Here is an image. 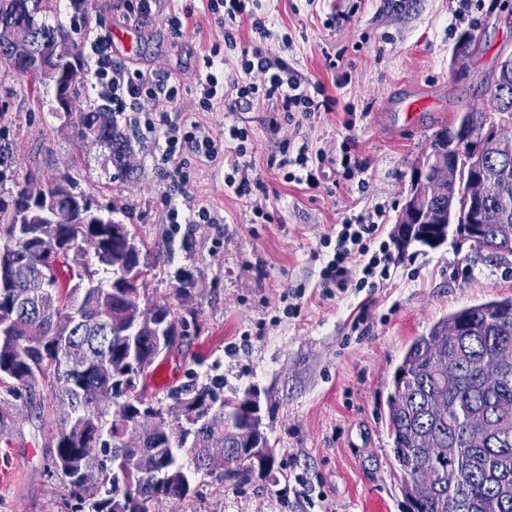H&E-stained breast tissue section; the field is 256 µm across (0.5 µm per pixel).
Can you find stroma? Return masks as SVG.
Masks as SVG:
<instances>
[{"instance_id":"obj_1","label":"stroma","mask_w":512,"mask_h":512,"mask_svg":"<svg viewBox=\"0 0 512 512\" xmlns=\"http://www.w3.org/2000/svg\"><path fill=\"white\" fill-rule=\"evenodd\" d=\"M267 21L262 45L287 59L335 99L332 111L300 129L273 127L271 108L201 110L195 76L212 45L226 57V78L237 74V51L202 0H160L158 15L140 19L137 0H96L88 17L58 0L47 21L92 36L113 38L126 28L140 39L130 70L167 71L183 94L169 122L199 120L213 133L238 125L251 134L245 157L262 187L236 196L224 186L235 160L160 164L151 135L132 134L129 167L107 148L77 145L73 128L52 110V98L28 100L0 64V199L10 200L27 171L43 178L72 174L77 192L94 209L130 225L144 244L143 288L171 303L187 335L161 358L169 382L148 376L147 394L166 398L168 386L219 375L225 395L256 390L270 443L274 478L254 473L250 483L224 487L197 477L183 501L164 500L156 512H401V473L394 466L383 408L392 376L418 335L460 308L512 297V257L476 252L449 237L441 247L395 251L389 283L376 291L332 290L323 296L320 238L344 216L382 207V236L391 239L395 216L410 189L416 161L433 136L460 112H487L488 85L501 55L512 54V0H254ZM189 16L182 32L165 22L169 11ZM476 32L478 51L461 57L462 36ZM417 94L428 109L409 113L401 95ZM300 133L326 154L320 188L286 182L269 168L280 142ZM365 170L347 177L343 156ZM214 213L212 224H173L171 208L190 205ZM263 214H255V205ZM190 281L179 295L182 281ZM302 291L298 314L288 295ZM361 325H354L358 313ZM9 413L0 427V512H67L63 479L48 474L57 425L39 419L26 396L0 389Z\"/></svg>"}]
</instances>
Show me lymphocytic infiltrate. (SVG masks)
Listing matches in <instances>:
<instances>
[{"label": "lymphocytic infiltrate", "instance_id": "f902f5d3", "mask_svg": "<svg viewBox=\"0 0 512 512\" xmlns=\"http://www.w3.org/2000/svg\"><path fill=\"white\" fill-rule=\"evenodd\" d=\"M249 2L206 0L208 11L218 16L224 28L225 45L239 48L240 55L236 65L238 76L230 83L224 80L223 62L206 57L205 70L196 77L203 111L216 110L229 101L237 106L262 101L285 113L287 121L297 126L314 119L320 111H331L334 101L325 96L320 83L302 76L286 60L270 58L259 43L238 45L235 31L238 18L249 17L251 30L260 40L269 34L264 18L255 17ZM91 51L92 77L98 97L110 101L113 111L126 113L130 127L159 130L162 162H171L186 150L209 162L223 158L228 148L236 155L246 154L249 139L246 129L231 125L225 127L223 134L215 135L196 120L172 123L164 119V112L179 101L182 92L181 83L171 79L168 73L158 70L129 76L125 65L113 56L111 43L105 40L94 42ZM323 162V151L313 148L307 139L288 138L269 165L285 171L288 181L316 188L323 175ZM321 245L333 250L321 270L323 287L377 288L392 275L395 260L389 244L381 238L380 225L372 216L344 217L336 235L324 236Z\"/></svg>", "mask_w": 512, "mask_h": 512}]
</instances>
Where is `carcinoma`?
<instances>
[{
	"label": "carcinoma",
	"mask_w": 512,
	"mask_h": 512,
	"mask_svg": "<svg viewBox=\"0 0 512 512\" xmlns=\"http://www.w3.org/2000/svg\"><path fill=\"white\" fill-rule=\"evenodd\" d=\"M0 20L10 25L30 24L53 10L54 0H0ZM34 50L53 60L63 74L72 67L85 68L78 42L69 30L40 21ZM33 99L50 87L59 98L64 86L19 72ZM84 104L75 113L76 138L107 147L115 163L128 166L132 146L114 112L90 99L87 86L78 92ZM488 107L512 111V70L497 69L489 88ZM483 116L465 112L455 127L438 130L431 144L434 165L430 176L442 189L428 201L434 220L445 218L438 205L455 195L464 198L469 174L465 160L474 149L483 161L482 173L496 177L503 164L512 167V139H486L481 132ZM45 184L36 171L25 176L24 185L8 202H0V241L21 252L9 288H23L42 273V252H93L99 268L87 274L84 283L73 285L62 272L53 278L50 290L15 308L8 302V288H0V385L11 395L25 393L34 401L39 417L58 422L52 436L55 449L47 468L67 482L75 501L71 512H154L162 500H183L192 493L196 475L219 484L248 482L253 467L247 464L253 448H266L269 440L261 424L233 412L224 414V381L195 378L169 389L173 401H161L138 391L140 374L152 369L160 358L156 343L158 327L165 326L167 346L185 336L170 303L146 298L142 281L127 280L137 264L141 248L131 230L116 240L110 224H20V200L33 187ZM481 241L475 249L512 231V181L498 186L481 216ZM407 242L429 245L438 235L434 224L395 227ZM512 351V298L493 299L449 314L429 331L415 337L393 373L385 416L395 465L403 474L405 512H448L449 492L417 481L437 467L455 466L467 506L463 512H512V418L492 426L498 435L480 449L465 441L467 431L482 430L488 423L478 419L497 406L512 408V363L507 378L494 392L481 388L480 371L499 363L503 349ZM135 350L138 370L132 376L116 375L106 362L114 354ZM44 382L47 396L36 397L35 384ZM114 406L108 412L102 405ZM109 437L107 444L103 437ZM101 446L106 458L98 477H78L87 448ZM445 448L439 457L435 449ZM183 449L190 466L182 464L175 450ZM121 461L135 468L133 482L119 487L108 463Z\"/></svg>",
	"instance_id": "carcinoma-1"
}]
</instances>
